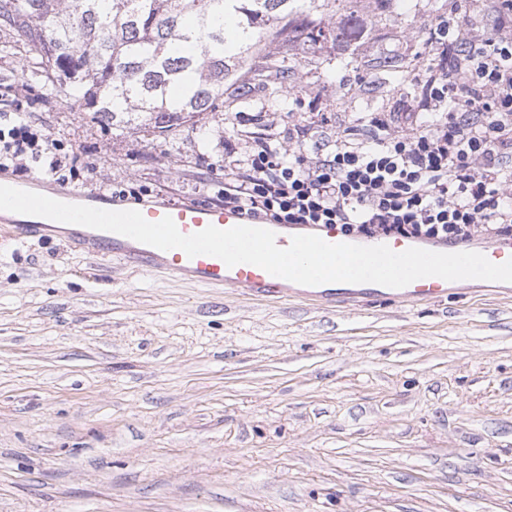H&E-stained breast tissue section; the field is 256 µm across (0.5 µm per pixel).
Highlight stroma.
<instances>
[{
    "instance_id": "35a3bbf8",
    "label": "stroma",
    "mask_w": 512,
    "mask_h": 512,
    "mask_svg": "<svg viewBox=\"0 0 512 512\" xmlns=\"http://www.w3.org/2000/svg\"><path fill=\"white\" fill-rule=\"evenodd\" d=\"M453 0H371L364 37L284 54L342 127L426 66L413 20ZM0 94L87 165L77 189L214 201L231 131L209 153L181 128L92 124L21 77ZM0 512H512V297H383L339 309L252 300L0 229Z\"/></svg>"
}]
</instances>
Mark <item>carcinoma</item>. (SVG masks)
I'll return each mask as SVG.
<instances>
[{
  "label": "carcinoma",
  "mask_w": 512,
  "mask_h": 512,
  "mask_svg": "<svg viewBox=\"0 0 512 512\" xmlns=\"http://www.w3.org/2000/svg\"><path fill=\"white\" fill-rule=\"evenodd\" d=\"M296 0H0V29L34 51L23 75L61 100L81 102L89 119L121 132L161 137L224 111L225 87L237 108L251 88L244 73L260 43L300 34L315 48L353 33L322 19L292 25ZM278 84L270 107L294 111L288 69L263 54Z\"/></svg>",
  "instance_id": "obj_1"
}]
</instances>
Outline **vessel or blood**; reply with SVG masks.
<instances>
[{
    "label": "vessel or blood",
    "instance_id": "1",
    "mask_svg": "<svg viewBox=\"0 0 512 512\" xmlns=\"http://www.w3.org/2000/svg\"><path fill=\"white\" fill-rule=\"evenodd\" d=\"M22 186L24 190L67 203L114 211H123L130 207L151 222L169 216L173 218L180 232L186 235L199 232L210 225L229 229L248 222L241 212L214 204H172L154 200L129 205L99 193L71 190L40 181H27ZM0 223L9 225L13 236L18 239L55 238L74 250L106 256L141 270H160L207 288H234L255 300L290 299L318 306L347 308L372 296H388L409 304H419L445 299L452 290L471 292L476 287V282L472 279L447 281L438 277L421 278L403 288H390L374 283L340 282L303 286L273 276L251 264L230 267L214 256L199 255L191 258L179 249L164 251L114 232L60 223L40 216L0 211ZM272 230L276 235L277 245L283 248L296 235L314 234L329 243H347L351 240L350 235L335 224H276ZM387 245L396 252L416 246L444 253L474 251L496 264L512 259V238L488 242L473 239L457 243H419L409 238H394L388 240Z\"/></svg>",
    "mask_w": 512,
    "mask_h": 512
}]
</instances>
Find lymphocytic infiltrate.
I'll list each match as a JSON object with an SVG mask.
<instances>
[{
	"label": "lymphocytic infiltrate",
	"instance_id": "lymphocytic-infiltrate-1",
	"mask_svg": "<svg viewBox=\"0 0 512 512\" xmlns=\"http://www.w3.org/2000/svg\"><path fill=\"white\" fill-rule=\"evenodd\" d=\"M481 5L478 38L459 17ZM512 0H455L426 25L429 64L411 77L412 119L354 112L330 139H313L322 112L285 130L238 118L224 147L225 207L272 224H337L353 236L467 241L512 236ZM78 158L24 114L0 127V166L65 181Z\"/></svg>",
	"mask_w": 512,
	"mask_h": 512
}]
</instances>
